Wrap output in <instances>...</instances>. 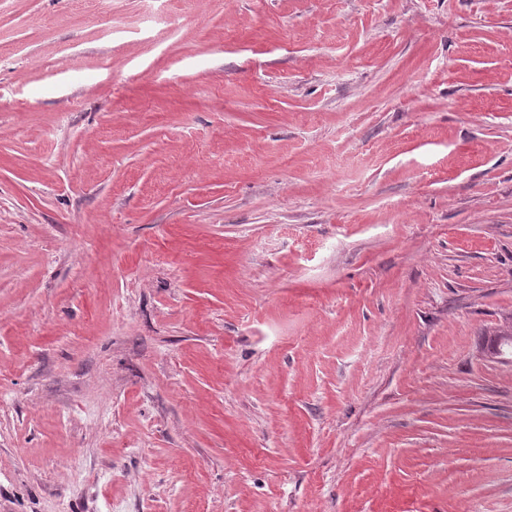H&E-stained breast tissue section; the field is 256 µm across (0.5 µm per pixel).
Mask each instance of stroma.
I'll list each match as a JSON object with an SVG mask.
<instances>
[{"label":"stroma","instance_id":"stroma-1","mask_svg":"<svg viewBox=\"0 0 512 512\" xmlns=\"http://www.w3.org/2000/svg\"><path fill=\"white\" fill-rule=\"evenodd\" d=\"M0 0V512H512V0Z\"/></svg>","mask_w":512,"mask_h":512}]
</instances>
